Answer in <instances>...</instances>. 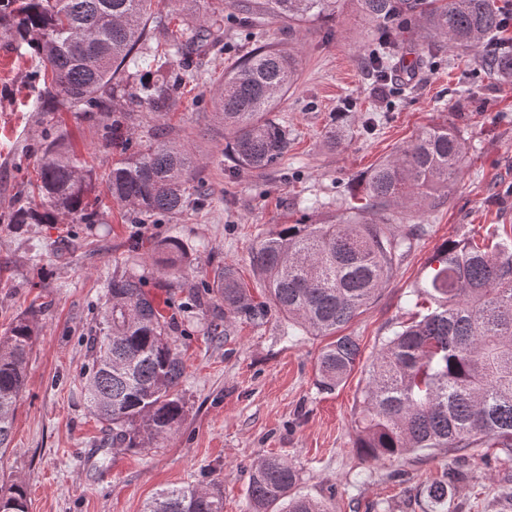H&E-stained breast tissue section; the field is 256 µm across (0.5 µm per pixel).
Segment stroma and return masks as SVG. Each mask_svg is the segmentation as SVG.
<instances>
[{
  "mask_svg": "<svg viewBox=\"0 0 512 512\" xmlns=\"http://www.w3.org/2000/svg\"><path fill=\"white\" fill-rule=\"evenodd\" d=\"M223 16L222 35L193 54V80L169 115L144 112L142 130L188 146L198 157L197 179L208 184V206L155 223H127L107 202L93 229L82 224L7 223L27 177L16 164L35 162L44 140L65 136L96 172L112 153L97 124L73 111L49 112L32 77L34 54L23 55L0 38V336L40 307L36 339L18 402L11 449L0 456V479L21 478L29 512H142L166 486L215 485L224 512H248L251 467L258 457L287 458L300 473L299 488L334 495L335 512H426L424 490L454 458L427 451L372 460L356 446L366 370L386 336L413 311L412 292L428 263L449 239L500 240L512 235V77L486 73L478 55L441 53L436 66L403 96L366 76L364 50L377 35L356 0H341L335 21L297 33L295 87L277 113L288 124L287 158L263 172L230 169L216 98L230 66L257 41L287 42L288 22L266 23L251 36L231 0H208ZM448 125L463 138L467 163L448 193L423 210H408L405 225H425L379 298L347 328L360 359L334 392L315 382L326 340L307 335L275 313L264 322L238 321L229 331L211 322L224 311L213 294L191 307L186 287L161 280L163 257L132 255L137 239L177 237L192 259L190 283L213 278L231 263L255 299L264 290L250 267L253 245L279 224L322 222L337 202L356 203L360 180L422 127ZM340 127L342 144L325 133ZM134 257L146 289L176 324L174 338L185 374L178 388L183 416L161 447L113 451L103 424L88 411L84 375L92 346L102 336L101 310L113 270ZM473 477L453 495L448 512H512L502 476L482 468V449L467 451ZM402 480H391L393 471Z\"/></svg>",
  "mask_w": 512,
  "mask_h": 512,
  "instance_id": "obj_1",
  "label": "stroma"
}]
</instances>
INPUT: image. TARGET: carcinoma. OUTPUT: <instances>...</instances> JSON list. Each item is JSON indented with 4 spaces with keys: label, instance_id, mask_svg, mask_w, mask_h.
<instances>
[{
    "label": "carcinoma",
    "instance_id": "cac0c4a2",
    "mask_svg": "<svg viewBox=\"0 0 512 512\" xmlns=\"http://www.w3.org/2000/svg\"><path fill=\"white\" fill-rule=\"evenodd\" d=\"M378 42L363 54L381 84L400 91L433 67L431 51L410 48L413 59L397 80L395 52L405 35L445 42L450 52H475L485 66L512 71V44L502 37L504 13L494 0H358ZM152 0H0V36L32 48L42 104L78 110L96 120L121 157L102 176L104 190L125 208L129 223L151 224L159 215L178 217L204 204L193 173L198 158L184 146L135 136L138 113L169 112L190 76L189 49L221 28L186 24L163 27L151 46L147 24ZM339 0H237L242 24L288 20V30L336 15ZM184 56L183 72L167 71L173 54ZM165 72L135 82L139 64ZM293 45L260 43L235 62L221 84L217 112L228 137V159L244 169L265 170L288 154V126L277 102L296 83ZM466 147L446 125L425 127L380 161L363 178L365 203L320 224H286L258 241L250 262L269 302H255L231 264L217 273L224 302V328L238 320L265 319L269 308L308 335L329 337L320 351L316 385L340 386L360 355L345 327L378 297L412 241L425 233L411 224L394 233V210L424 204L456 182ZM97 176L58 139L41 144L37 163L40 205H21L9 219L26 224L98 223L88 208ZM168 255L167 276L180 280L185 255L174 239L156 242ZM436 266L414 291L415 320L385 337L367 370L357 447L374 460L417 451L463 457L469 448H494L489 468L512 462V237L489 246L471 238L443 243ZM101 313L105 333L96 344L84 395L91 415L106 425L112 448H157L179 424L183 406L176 393L183 365L174 324L161 319L132 270H115ZM35 329L17 319L0 337V453L10 448L15 412L25 386ZM460 463L425 488L428 512H447L458 484L469 480ZM300 480L288 460L270 455L254 464L249 484L251 512H333L332 503L296 490ZM0 512H28L24 486L13 480L0 489ZM143 512H224L215 489L181 486L160 490Z\"/></svg>",
    "mask_w": 512,
    "mask_h": 512
}]
</instances>
